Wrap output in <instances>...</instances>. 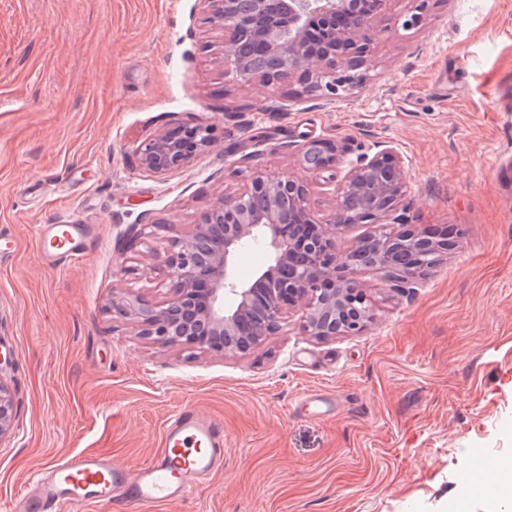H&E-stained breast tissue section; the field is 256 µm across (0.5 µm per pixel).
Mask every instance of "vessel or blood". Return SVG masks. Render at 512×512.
<instances>
[{
	"mask_svg": "<svg viewBox=\"0 0 512 512\" xmlns=\"http://www.w3.org/2000/svg\"><path fill=\"white\" fill-rule=\"evenodd\" d=\"M38 231L57 240L51 264L87 257L83 225L42 224ZM223 463V425L187 406L167 419L161 451L142 467L132 470L107 456L74 454L31 477L6 512H86L117 497L138 512H157L161 505L192 495Z\"/></svg>",
	"mask_w": 512,
	"mask_h": 512,
	"instance_id": "obj_1",
	"label": "vessel or blood"
}]
</instances>
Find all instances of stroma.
<instances>
[{
	"label": "stroma",
	"mask_w": 512,
	"mask_h": 512,
	"mask_svg": "<svg viewBox=\"0 0 512 512\" xmlns=\"http://www.w3.org/2000/svg\"><path fill=\"white\" fill-rule=\"evenodd\" d=\"M378 25L347 100L304 95L298 73L262 112L261 87L225 79L205 0H0V381L17 409L0 503L68 453L137 468L187 405L223 425L224 467L159 512H456L475 458H512V0H385ZM197 119L211 151L139 168L137 143ZM253 134L273 142L252 171L306 178L324 224L335 182L305 176L298 146L323 142L342 173L393 142L405 222L452 230L447 254L411 288L359 271L375 318L356 336L314 339L295 310L239 358L136 335L113 289L170 297L151 250L245 189L228 147ZM71 222L97 250L44 265L36 225Z\"/></svg>",
	"instance_id": "35a3bbf8"
}]
</instances>
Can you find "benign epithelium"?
Returning a JSON list of instances; mask_svg holds the SVG:
<instances>
[{
  "label": "benign epithelium",
  "instance_id": "7a95c632",
  "mask_svg": "<svg viewBox=\"0 0 512 512\" xmlns=\"http://www.w3.org/2000/svg\"><path fill=\"white\" fill-rule=\"evenodd\" d=\"M224 25V78L234 86L259 82L269 89L260 101L264 111L278 110L280 82L300 72L302 93L334 102L362 83L357 67L380 37L377 16L383 0H205ZM195 149L185 151L167 131L156 132L136 147L140 166L157 176L188 166L212 147V125L185 123ZM301 165L320 175L335 168L319 141L301 152ZM403 155L386 147L365 156L338 181L335 216L329 224L315 220L309 189L300 182L253 174L248 188L217 198L206 223L195 224L184 238L155 254L173 283V295L153 303L139 295L113 291L112 312L141 336L167 346H191L240 357L277 335L287 307L299 305L303 329L316 339L362 332L374 320L371 301L355 274L370 269L391 288H400L448 251V240H430L414 229L395 232L402 221L396 210L408 191ZM288 223L308 224L310 237L297 241L283 234ZM377 231L349 252L336 241L357 224ZM249 242L269 249L270 264L253 282L240 280L235 260ZM206 277V300L196 305L197 283ZM16 409L11 390L0 381V440L14 430Z\"/></svg>",
  "mask_w": 512,
  "mask_h": 512
}]
</instances>
